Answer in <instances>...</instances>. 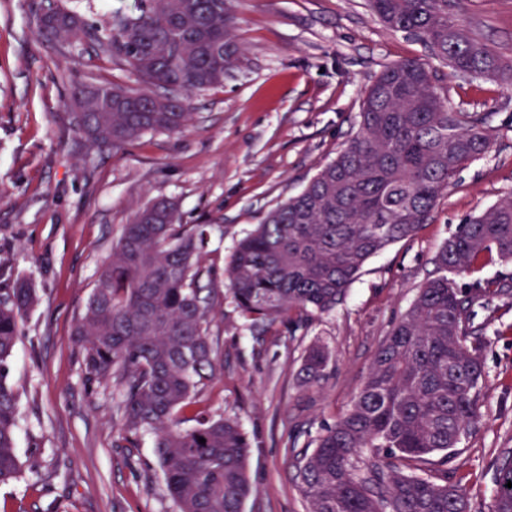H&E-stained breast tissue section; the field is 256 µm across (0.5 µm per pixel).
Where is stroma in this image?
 I'll return each instance as SVG.
<instances>
[{"instance_id":"1","label":"stroma","mask_w":512,"mask_h":512,"mask_svg":"<svg viewBox=\"0 0 512 512\" xmlns=\"http://www.w3.org/2000/svg\"><path fill=\"white\" fill-rule=\"evenodd\" d=\"M50 2L0 0V265L38 298L8 376L23 477L0 485V512H177L152 435L122 447L121 389L86 383L72 337L124 225L158 198L176 202L183 223L211 227L203 265L213 271L218 354L201 405L237 419L251 443L245 512H308L293 456L350 407L445 240L512 193V91L439 66L437 92L453 110L488 113L489 152L451 181L414 236L367 261L343 304L258 332L244 326L224 274L237 242L335 158L375 76L425 57L423 44L386 28L367 0H237L241 51L223 85L190 94V126L99 150L72 130V85L140 80L92 39L67 46L39 36L33 14ZM462 3L468 35L512 59V0ZM471 320L483 329L478 416L435 469L470 512H493L499 464L512 452V299L474 306ZM315 341L330 362L306 386L298 370Z\"/></svg>"}]
</instances>
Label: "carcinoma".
Returning <instances> with one entry per match:
<instances>
[{
	"mask_svg": "<svg viewBox=\"0 0 512 512\" xmlns=\"http://www.w3.org/2000/svg\"><path fill=\"white\" fill-rule=\"evenodd\" d=\"M391 30L420 40L458 77L512 88V60L466 33L456 0H369ZM47 40L69 41L86 23L69 0L34 18ZM235 0H141L117 16L99 48L122 55L141 79L76 86L73 131L118 149L150 132H183L188 96L220 86L238 54ZM429 61L387 65L362 102L355 135L306 188L270 209L236 245L225 277L251 327L270 328L293 313L336 309L364 264L416 233L463 167L484 156L492 129L478 112L445 106ZM208 225L181 223L166 200L139 208L112 246L77 319L85 378L111 377L124 390L121 440L154 434V454L177 512H244L250 442L239 423L194 408L214 377L209 333L215 293L201 285ZM512 263V194L468 219L434 258L428 280L375 351L347 412L294 458L309 512H468L464 496L439 482L432 456L457 446L478 409L484 370L481 328L471 311L512 295L495 280L456 285L484 255ZM35 296L19 279L0 280V484L22 478L17 453L18 395L7 382ZM329 352L310 345L300 376L318 381ZM191 416H186V413ZM190 420L188 429L181 423ZM205 443H199V439ZM512 456L502 457L495 512H512Z\"/></svg>",
	"mask_w": 512,
	"mask_h": 512,
	"instance_id": "carcinoma-1",
	"label": "carcinoma"
}]
</instances>
